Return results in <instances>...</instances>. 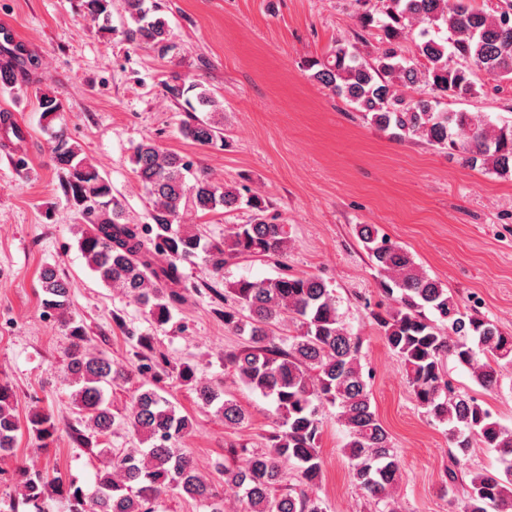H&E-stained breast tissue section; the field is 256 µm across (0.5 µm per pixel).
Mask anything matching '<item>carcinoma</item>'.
Wrapping results in <instances>:
<instances>
[{"label":"carcinoma","mask_w":512,"mask_h":512,"mask_svg":"<svg viewBox=\"0 0 512 512\" xmlns=\"http://www.w3.org/2000/svg\"><path fill=\"white\" fill-rule=\"evenodd\" d=\"M84 15L107 29L112 0H81ZM385 18L366 16L384 33L381 47L369 60L338 43L322 59L309 64L311 78L348 100L367 122L392 131L399 140L421 138L477 163L499 176L512 175V126L493 123L479 112L436 109L437 98L466 99L478 93L474 70L512 82V0H500L490 15L472 0H388ZM134 23L128 40L147 45L161 56L175 49L167 20L153 0H124ZM446 25L450 38L436 40L424 30L413 39L408 56L403 35L413 25ZM33 57L16 53L0 60V87L13 88ZM423 84L432 97L414 98L403 90ZM166 91L184 101L188 120L183 134L200 146L224 143L221 105L202 84L168 85ZM38 109L52 138L51 158L64 173L61 189L66 201L91 217L78 244L88 266L100 281L121 291L162 327L188 302L179 264L199 255L216 274L228 259L241 256H283L289 243L288 225L268 222L261 202L247 224H233L221 240H202L196 229L182 223L184 212L206 215L238 207L236 186L217 185L203 168L164 151L152 141L136 144L131 162L152 200L150 224L123 222L124 205L110 181L82 157V148L63 127H55L62 104L42 92ZM358 238L381 276L383 293L393 306L373 314L387 347L405 367L409 387L425 413L448 427L453 464L466 458L477 441L497 453L498 468L469 473L462 512H512V428L502 425L472 396L456 391L445 377L442 360L452 356L468 368L485 390L498 386L512 368V333L487 318L465 311L442 282L423 272L413 256L373 224H361ZM47 317L57 321L71 339L63 373L73 387L71 399L84 430L81 444L98 461L94 491L73 479L39 470L18 471L17 502L27 512H45V502L57 497L68 512H154L161 496L175 493L204 503L210 512H225L224 499L192 459L174 447L188 433L190 419L177 413L160 386L167 360L154 337H136L138 371L151 381L132 396L126 424L143 448H112L116 415L108 391L124 378L122 369L104 352L88 344L86 327L70 311L69 286L55 269L40 273ZM237 309L223 311L224 324L247 336L246 345L226 358L241 383L275 405L278 429L266 448L239 454L227 449L218 471L224 483L246 499L249 512H324L308 493L321 476L322 421L320 408L336 409L346 428L343 453L354 485L381 512H398L394 492L403 478L401 463L389 433L372 409L371 389L361 365V341L339 310L335 291L319 277L286 275L252 281L240 279L226 289ZM297 325L293 335H281L285 321ZM179 378L194 384L198 402L215 408L227 427L244 423L246 414L220 383L195 382L194 368L184 364ZM44 444L59 428L48 413L31 409L25 422L16 414V395L0 382V459L14 452L21 426ZM296 469L301 488H282L285 469Z\"/></svg>","instance_id":"carcinoma-1"}]
</instances>
